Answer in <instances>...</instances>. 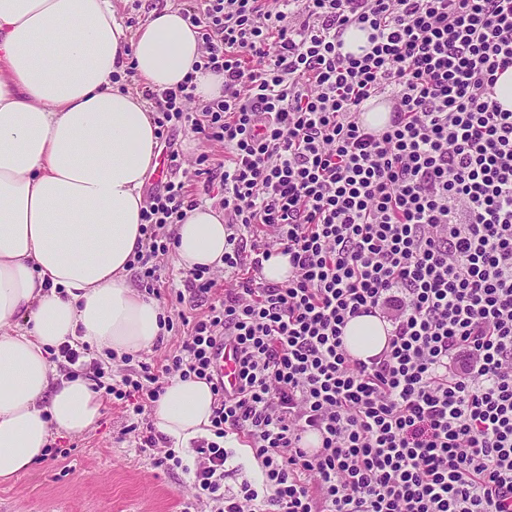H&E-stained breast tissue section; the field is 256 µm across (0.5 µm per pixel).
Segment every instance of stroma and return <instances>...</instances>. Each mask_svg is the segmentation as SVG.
Returning a JSON list of instances; mask_svg holds the SVG:
<instances>
[{
	"label": "stroma",
	"mask_w": 512,
	"mask_h": 512,
	"mask_svg": "<svg viewBox=\"0 0 512 512\" xmlns=\"http://www.w3.org/2000/svg\"><path fill=\"white\" fill-rule=\"evenodd\" d=\"M169 137L181 158L176 179L184 182L193 199L221 207L222 183L208 181L197 168L202 157L213 167L223 162V145L202 138L187 126L171 130ZM187 334V327L176 322L149 349L127 359L103 358L104 384H119L144 363L160 368ZM102 402L101 417L90 431L54 439L45 457L16 480L0 483V512H181L184 498L195 493L188 472L197 462L195 449L175 450L183 467L164 463L166 452L171 450L167 440H157L152 450L140 449L154 424L151 413L134 421L113 396H103ZM226 468L225 494L239 493L246 482L255 486L261 483L259 464L250 449H234Z\"/></svg>",
	"instance_id": "1"
}]
</instances>
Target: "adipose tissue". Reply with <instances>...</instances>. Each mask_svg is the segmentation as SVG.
<instances>
[{"instance_id":"obj_1","label":"adipose tissue","mask_w":512,"mask_h":512,"mask_svg":"<svg viewBox=\"0 0 512 512\" xmlns=\"http://www.w3.org/2000/svg\"><path fill=\"white\" fill-rule=\"evenodd\" d=\"M201 42L181 9L151 11L137 27L112 0H0V480L42 458L53 436H79L101 416L90 381L59 371L52 351L79 341L133 354L158 340L163 312L129 281L144 244L143 188L157 165V127L141 92L114 75L134 68L144 89L224 93L199 69ZM176 263L224 260V214L210 204L174 227ZM387 323L359 316L343 329L365 359L387 344ZM206 381L172 379L152 415L174 447L211 434Z\"/></svg>"}]
</instances>
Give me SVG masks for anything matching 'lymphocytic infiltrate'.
Segmentation results:
<instances>
[{
	"mask_svg": "<svg viewBox=\"0 0 512 512\" xmlns=\"http://www.w3.org/2000/svg\"><path fill=\"white\" fill-rule=\"evenodd\" d=\"M185 17L224 94L194 114L192 80L150 97L158 132L224 146L234 285L161 373L142 365L109 394L140 415L160 375L210 384L193 484L221 512H512V111L494 97L512 0H201ZM353 26L371 43L358 57L342 51ZM381 96L377 130L359 115ZM186 198L172 180L149 195L130 262L147 289ZM278 254L284 284L263 275ZM367 314L390 331L362 360L342 335ZM227 339L232 395L212 373ZM231 434L263 491L225 494Z\"/></svg>",
	"mask_w": 512,
	"mask_h": 512,
	"instance_id": "lymphocytic-infiltrate-1",
	"label": "lymphocytic infiltrate"
}]
</instances>
